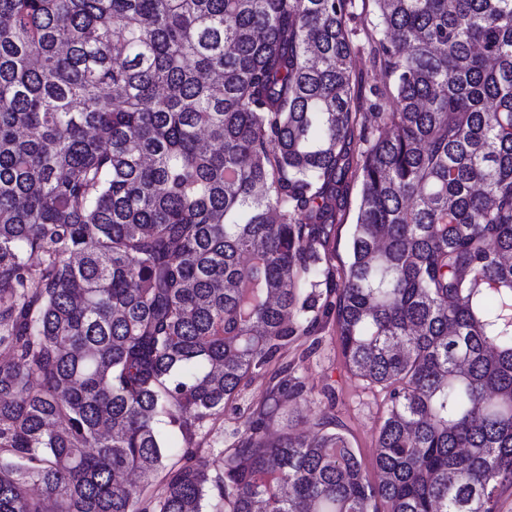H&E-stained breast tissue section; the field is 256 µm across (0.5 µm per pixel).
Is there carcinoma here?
I'll return each mask as SVG.
<instances>
[{
    "label": "carcinoma",
    "mask_w": 512,
    "mask_h": 512,
    "mask_svg": "<svg viewBox=\"0 0 512 512\" xmlns=\"http://www.w3.org/2000/svg\"><path fill=\"white\" fill-rule=\"evenodd\" d=\"M366 2L0 0V512H499L512 0ZM330 313L373 473L332 418L270 437L283 365L211 474L193 429ZM354 73L357 75L359 91L364 103L363 112H370L368 105L370 101L374 102L375 98L370 93V88L381 82V72L375 68L372 59L366 50L357 53L354 61ZM358 195L359 183H354L350 187L347 203H345L344 208L338 214L340 223H337L335 227L336 241L333 259V264L336 268V281H340L341 277H343V270L349 261L348 240L352 224L355 223Z\"/></svg>",
    "instance_id": "carcinoma-1"
}]
</instances>
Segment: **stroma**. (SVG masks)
Segmentation results:
<instances>
[{"mask_svg":"<svg viewBox=\"0 0 512 512\" xmlns=\"http://www.w3.org/2000/svg\"><path fill=\"white\" fill-rule=\"evenodd\" d=\"M308 385L306 399L292 407L291 418L298 432L313 434L318 422L336 417L344 426L364 463H371L375 435L387 408L384 392L354 377L341 354L336 322L326 318L316 337H301L289 344L281 356ZM240 421L233 408L208 419L199 432L202 454L215 463Z\"/></svg>","mask_w":512,"mask_h":512,"instance_id":"1","label":"stroma"}]
</instances>
